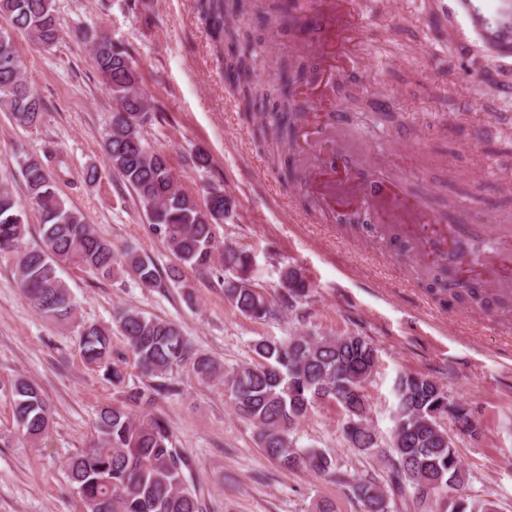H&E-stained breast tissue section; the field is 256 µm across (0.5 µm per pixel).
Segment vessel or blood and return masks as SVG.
<instances>
[{"instance_id":"obj_1","label":"vessel or blood","mask_w":512,"mask_h":512,"mask_svg":"<svg viewBox=\"0 0 512 512\" xmlns=\"http://www.w3.org/2000/svg\"><path fill=\"white\" fill-rule=\"evenodd\" d=\"M311 18L330 31H339L341 40L326 37L317 40L318 67L316 83L323 90L325 103H332L337 72L355 65L359 49L352 33L355 29V0H313ZM436 17L448 25L454 35L458 53L466 59L483 55L484 67L476 77L494 78L512 72V0H432ZM340 118L311 121L303 131L306 143L318 154L334 156L335 175L324 178L319 165L308 172L310 188L326 209H334L337 198L348 195L354 207L368 214L372 223L385 233L411 239L417 252L433 263L445 262L450 249L483 238L487 230L472 224H446L439 213L424 209L408 195L402 185L373 172L361 159L357 149L343 144L338 132ZM485 274L495 282L499 292H512V243L499 240L487 258Z\"/></svg>"}]
</instances>
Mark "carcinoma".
I'll use <instances>...</instances> for the list:
<instances>
[{
	"label": "carcinoma",
	"mask_w": 512,
	"mask_h": 512,
	"mask_svg": "<svg viewBox=\"0 0 512 512\" xmlns=\"http://www.w3.org/2000/svg\"><path fill=\"white\" fill-rule=\"evenodd\" d=\"M198 13L209 27L216 50L225 55L226 76L245 116L261 127L267 143L282 158L284 146L294 148V133L303 118L295 100L304 67L281 58L270 69L278 82L269 86L256 79L249 50L251 25L272 19L278 5L270 0H197ZM0 13L11 30L0 31V59L10 55L17 65H0V100L13 119L37 127L44 117L41 98L24 78L22 59L13 32H24L43 46H54L60 36L55 0H0ZM91 45L96 68L112 91L116 108L127 119H113L105 138L109 166L134 190L149 211L150 221L167 247L185 265L208 270L219 246L215 229L224 223V203L199 204L174 182L166 157L145 143L143 121L152 106L126 50L112 38L80 32ZM30 203L41 223L39 242H24L28 215L6 186H0V257L14 256L20 288L38 314L48 321H73L76 303L61 277L74 266L100 280L126 275L145 288L161 281V272L148 257L133 250L117 255L112 244L96 234L87 218L67 205L55 179L36 158L20 162ZM225 299L242 315L260 319L271 311L270 301L256 288L251 257L243 250L224 247ZM454 296L476 305H489L485 289L460 279ZM115 327L82 324L78 349L85 363L103 372L115 387L126 388L124 399L100 406L94 420L90 447L66 462L69 485L84 505V512H201L195 487L187 484V458L176 446L173 429L154 412L156 399L176 366L189 364L202 382L219 381L235 413L259 432L264 455L286 470L305 468L319 476L336 477V460L313 448H301L293 431L318 403L328 398L361 425L345 429L348 447L389 464L390 486L375 480L353 485L362 512H394L397 502L412 498L448 504V512H498L490 499L458 495L464 483L457 449L440 424L446 418L464 434L475 436L479 427L462 402L424 374L406 373L395 382L394 433L379 444L366 423L367 399L350 401L353 389H363L377 367V351L362 336L305 334L261 339L253 345L259 361L231 369L204 353L192 350L181 327L150 317L136 309H122ZM126 341L140 374L150 380L129 385L123 365L112 361V334ZM17 423L16 442L37 443L50 428V412L38 387L18 377L9 383Z\"/></svg>",
	"instance_id": "carcinoma-1"
}]
</instances>
